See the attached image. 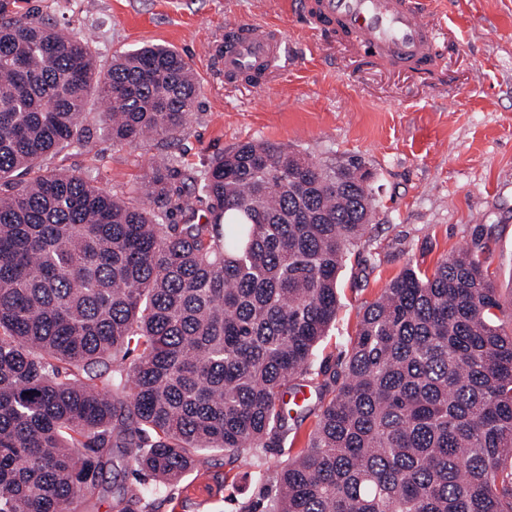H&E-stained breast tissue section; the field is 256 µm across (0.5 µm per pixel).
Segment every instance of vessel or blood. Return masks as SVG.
I'll list each match as a JSON object with an SVG mask.
<instances>
[{
  "instance_id": "1",
  "label": "vessel or blood",
  "mask_w": 512,
  "mask_h": 512,
  "mask_svg": "<svg viewBox=\"0 0 512 512\" xmlns=\"http://www.w3.org/2000/svg\"><path fill=\"white\" fill-rule=\"evenodd\" d=\"M306 19L323 34L341 32L405 67L428 72L438 56L439 35L423 0H310ZM288 56V39L270 25L237 23L224 46L228 75L273 78Z\"/></svg>"
}]
</instances>
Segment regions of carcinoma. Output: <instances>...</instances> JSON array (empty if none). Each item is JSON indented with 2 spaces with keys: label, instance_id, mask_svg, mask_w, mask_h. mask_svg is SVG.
Wrapping results in <instances>:
<instances>
[{
  "label": "carcinoma",
  "instance_id": "cac0c4a2",
  "mask_svg": "<svg viewBox=\"0 0 512 512\" xmlns=\"http://www.w3.org/2000/svg\"><path fill=\"white\" fill-rule=\"evenodd\" d=\"M0 0V512H79L122 448L119 512L221 451L232 467L317 417L275 493L244 512H512V330L480 244L408 267L312 369L337 281L376 209L363 161L245 142L178 181L153 164L122 199L45 166L88 142H175L191 68L162 45L100 64L91 43ZM182 224L169 223L175 213ZM136 353L127 365H109ZM318 379L293 415L286 392Z\"/></svg>",
  "mask_w": 512,
  "mask_h": 512
}]
</instances>
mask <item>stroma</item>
<instances>
[{
  "instance_id": "1",
  "label": "stroma",
  "mask_w": 512,
  "mask_h": 512,
  "mask_svg": "<svg viewBox=\"0 0 512 512\" xmlns=\"http://www.w3.org/2000/svg\"><path fill=\"white\" fill-rule=\"evenodd\" d=\"M301 0H30L35 15L81 33L101 62L146 44L179 52L199 85L179 141H112L87 116L90 144L47 160L119 194L173 154L196 176L223 151L248 141L287 145L316 162L365 159L375 186L372 227L339 275L336 322L315 361L344 356L365 303L406 266L423 271L451 252L481 244L491 279L512 297V0H433L443 34L432 78L398 71L352 51L343 37L311 31ZM262 20L288 37V70L271 83L229 81L216 59L227 25ZM271 444L262 460L234 469L210 455V472L189 471L163 492L158 512H242L270 493L276 471L305 448L315 425ZM113 449L85 512H117L122 486L137 481Z\"/></svg>"
}]
</instances>
